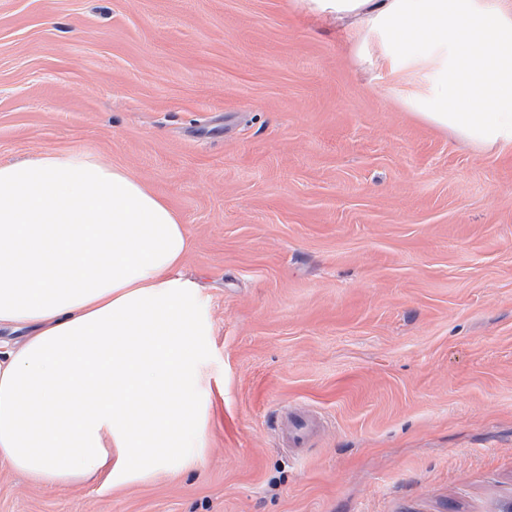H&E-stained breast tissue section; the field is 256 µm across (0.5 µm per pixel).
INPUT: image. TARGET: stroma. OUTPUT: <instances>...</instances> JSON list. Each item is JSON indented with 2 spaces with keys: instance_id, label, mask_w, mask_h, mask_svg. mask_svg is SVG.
<instances>
[{
  "instance_id": "1",
  "label": "stroma",
  "mask_w": 512,
  "mask_h": 512,
  "mask_svg": "<svg viewBox=\"0 0 512 512\" xmlns=\"http://www.w3.org/2000/svg\"><path fill=\"white\" fill-rule=\"evenodd\" d=\"M66 151L181 216L209 441L110 492L0 466V512L512 501V159L407 112L291 0H0V163Z\"/></svg>"
}]
</instances>
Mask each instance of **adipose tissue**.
Wrapping results in <instances>:
<instances>
[{
    "mask_svg": "<svg viewBox=\"0 0 512 512\" xmlns=\"http://www.w3.org/2000/svg\"><path fill=\"white\" fill-rule=\"evenodd\" d=\"M373 55L402 105L512 152V0H292ZM178 212L81 151L0 164V465L36 485L148 480L208 446L200 286Z\"/></svg>",
    "mask_w": 512,
    "mask_h": 512,
    "instance_id": "adipose-tissue-1",
    "label": "adipose tissue"
}]
</instances>
